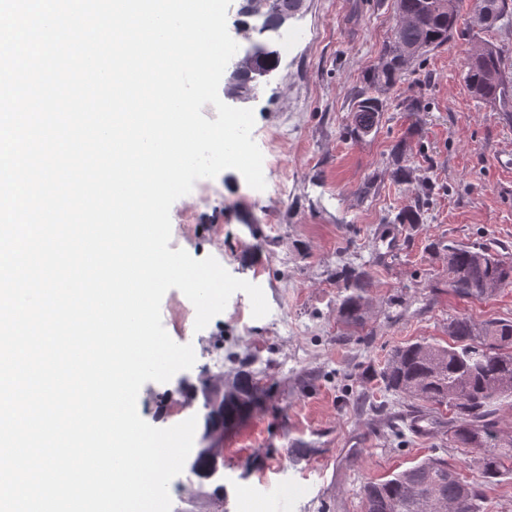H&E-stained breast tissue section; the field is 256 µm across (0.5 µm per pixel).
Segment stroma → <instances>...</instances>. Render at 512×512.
<instances>
[{
  "mask_svg": "<svg viewBox=\"0 0 512 512\" xmlns=\"http://www.w3.org/2000/svg\"><path fill=\"white\" fill-rule=\"evenodd\" d=\"M475 0H460L454 37L384 94L376 132L345 134L353 96L390 34L394 0H306L284 29L278 69L249 101L264 190L227 169L220 195L194 224L173 225L170 249L222 260L234 277L262 287L270 312L257 319L235 292L203 330L172 320L185 299L170 289L162 323L177 343L223 350L224 371L248 365L269 394L225 432L224 512H272L264 486L279 487L288 512H363L361 488L438 457L470 481L479 471L428 411L385 391L391 350L425 339L447 343L448 319L512 320V285L480 300L449 291L446 261L432 243H486L512 259V122L470 92L465 62L474 40L512 53V29L479 28ZM413 97L414 109L401 100ZM411 168L396 181L386 159L396 142ZM375 190L362 196L365 183ZM427 200L419 223L391 213ZM365 270L361 323L340 313L342 271ZM196 369L147 382L139 415L166 427L163 397L194 383Z\"/></svg>",
  "mask_w": 512,
  "mask_h": 512,
  "instance_id": "1",
  "label": "stroma"
}]
</instances>
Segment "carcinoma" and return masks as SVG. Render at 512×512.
Segmentation results:
<instances>
[{
    "instance_id": "carcinoma-1",
    "label": "carcinoma",
    "mask_w": 512,
    "mask_h": 512,
    "mask_svg": "<svg viewBox=\"0 0 512 512\" xmlns=\"http://www.w3.org/2000/svg\"><path fill=\"white\" fill-rule=\"evenodd\" d=\"M396 23L379 51L378 62L357 91L353 121L346 134L358 141L378 130L383 102L372 90H391L405 81L416 61L451 39L459 0H395ZM301 11L299 0H241L238 15L246 32L263 38L253 54L245 56L243 81L224 95L251 92L249 73L274 72L280 65L278 41L288 20ZM480 11L506 12L512 22V0H481ZM466 82L475 98L499 106L512 121V61L501 49L485 42L473 44L466 59ZM406 153L399 144L390 154L393 176L405 175ZM448 257V288L461 298H483L512 284V260L487 245L435 243ZM366 273L349 271L344 289L343 316L359 321V303ZM450 342L444 346L425 340L395 347L381 373L384 389L422 402L438 413L445 407L448 437L473 459L481 481L470 483L440 458H426L413 467L362 489L364 512H478L484 488L497 482L512 461V320L476 322L465 315L448 320ZM203 392V435L193 466L214 461L215 436L255 408L259 386L252 372L239 367L232 377H207Z\"/></svg>"
}]
</instances>
